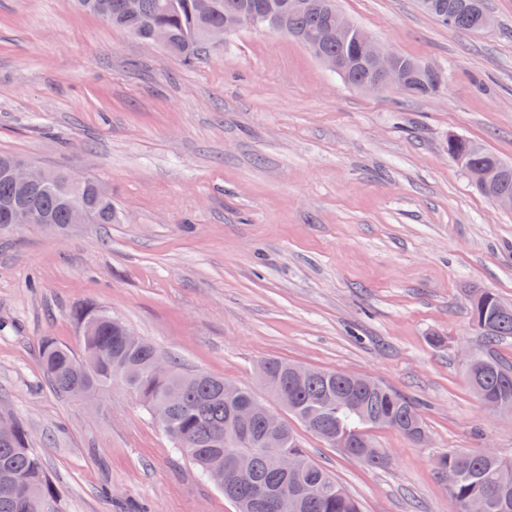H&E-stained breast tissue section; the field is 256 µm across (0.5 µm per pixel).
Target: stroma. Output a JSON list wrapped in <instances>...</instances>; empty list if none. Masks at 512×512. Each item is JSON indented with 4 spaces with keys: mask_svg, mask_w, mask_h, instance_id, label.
I'll list each match as a JSON object with an SVG mask.
<instances>
[{
    "mask_svg": "<svg viewBox=\"0 0 512 512\" xmlns=\"http://www.w3.org/2000/svg\"><path fill=\"white\" fill-rule=\"evenodd\" d=\"M338 4L445 87L364 93L252 29L189 66L70 0H0V154L94 178L121 216L0 233V414L59 512H235L123 390L50 386L41 340L79 349L90 306L191 371L251 386L257 361L281 358L420 402L429 445L371 430L383 467L302 432L362 512H452L440 454L512 458V417L481 410L460 355L481 343L465 289L512 302V212L448 155L463 135L512 161V0H486L496 25L479 35L416 0Z\"/></svg>",
    "mask_w": 512,
    "mask_h": 512,
    "instance_id": "35a3bbf8",
    "label": "stroma"
}]
</instances>
